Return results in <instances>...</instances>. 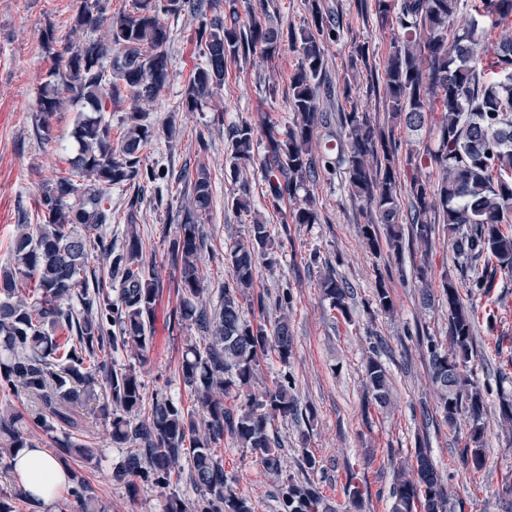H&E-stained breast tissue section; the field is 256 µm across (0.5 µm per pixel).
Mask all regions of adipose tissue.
Segmentation results:
<instances>
[{
    "mask_svg": "<svg viewBox=\"0 0 512 512\" xmlns=\"http://www.w3.org/2000/svg\"><path fill=\"white\" fill-rule=\"evenodd\" d=\"M11 466L22 491L45 510L64 498L67 473L45 449H21L12 459Z\"/></svg>",
    "mask_w": 512,
    "mask_h": 512,
    "instance_id": "adipose-tissue-1",
    "label": "adipose tissue"
}]
</instances>
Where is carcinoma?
<instances>
[{
  "mask_svg": "<svg viewBox=\"0 0 512 512\" xmlns=\"http://www.w3.org/2000/svg\"><path fill=\"white\" fill-rule=\"evenodd\" d=\"M466 0H374L377 23L396 28L384 66V97L391 126H405L413 135L435 133L436 148L420 153L414 142L403 143L380 128L368 112L351 104L338 112L341 134L336 148L314 154L315 130L328 125L321 108L325 47L344 39L339 14L322 12L319 0H307L311 23L284 33L273 0H258L260 12L240 20L237 0H131L114 12L112 0H77L73 30L106 26L100 39L70 42L59 53L38 92L37 130L51 133L49 118L69 108L77 112L71 137L76 144L72 164L75 182L60 177L40 190V223L18 225L13 266L0 268V393L24 394L35 404L25 412L0 414V462L21 448H31L25 428L34 424L51 434L54 455L69 471L67 507L72 512H100L94 492L69 461L98 458L85 443L89 433L83 411L99 401L98 389L109 393L99 406L111 428L112 446L129 452L113 467V478L139 477L160 489L177 483L187 464L198 494L192 512H253L249 497L236 491L224 474L214 448L228 436L250 449L280 487V512H331L313 481L282 477L279 442L271 435L276 420L299 415L295 380L284 371L272 386L252 391L260 360L273 354L286 366L294 350L288 318L293 295L281 289L270 323L253 324L245 310L269 316L266 297L254 293L259 266L279 262L269 225L259 218L249 239L224 253L231 279L224 282L219 305L201 306L210 294L200 268L202 221L210 211V176L203 167L192 178V197L185 207L167 254L178 273L179 317L197 326L199 340L186 344L179 366L193 404L156 395L144 419V384L136 365H118L114 356L130 353L144 360L152 341V320L161 288L153 266L143 259L137 225H127L125 248L115 251L105 237L112 223V188L155 184L169 171L147 165L141 151L157 140L160 130L143 107L169 80L172 34L162 17L186 13L197 22L202 63L190 74L182 100L194 112L224 84L227 61L259 52L268 59L282 53L284 43L299 55L290 77L289 108L293 121L280 128L243 121L230 129V174L237 178L255 162L254 143L265 137L259 164L265 195L273 207L322 176L345 174L348 191L364 203L368 221L360 227L365 249L381 248L400 256L406 246L426 252L442 212L457 258L469 264L460 284L447 274L439 288L448 301L445 348L420 328L407 330L426 348L436 408L446 424L468 419L466 463L479 472L486 387L474 377L477 350L473 343L476 311L473 300L497 286V275H512V232L503 229L512 213V39L494 42L479 31L483 18L497 25L512 21V0H473L469 17L448 37V22ZM503 78L484 83L487 70ZM122 112V144L112 148V124L106 112ZM441 120L427 127L428 115ZM419 169L428 164L436 181L413 178L403 203L396 166L400 157ZM295 224H316L318 212L305 197L291 213ZM102 257L104 273L89 270L90 257ZM423 303L432 300L429 266L417 268ZM34 283L25 296L19 281ZM118 282L112 295V282ZM320 287L331 310L351 320V286L326 268ZM466 289L461 294L460 289ZM374 302L380 312L393 310L384 279L376 281ZM364 410L392 404L390 375L377 351L370 350L363 371ZM232 395V407L224 398ZM415 476L398 478L392 491V512H445L448 502L428 449L415 451Z\"/></svg>",
  "mask_w": 512,
  "mask_h": 512,
  "instance_id": "cac0c4a2",
  "label": "carcinoma"
}]
</instances>
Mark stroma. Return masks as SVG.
Here are the masks:
<instances>
[{
    "mask_svg": "<svg viewBox=\"0 0 512 512\" xmlns=\"http://www.w3.org/2000/svg\"><path fill=\"white\" fill-rule=\"evenodd\" d=\"M76 0H0V266L12 259L14 238L20 223H36V200L45 182L70 175L75 153L69 134L74 113L64 111L52 119V133L42 138L35 126L38 88L56 60L43 46L45 29H54L59 43L103 37V30L73 31ZM323 10L339 13L345 37L325 50V78L334 93L329 112L357 102L370 112L381 128H388L383 64L393 39L392 29H380L372 13L361 10L360 0H320ZM172 32L170 79L150 105L156 126L176 123L173 140H158L145 159L173 172H195L206 167L212 184V203L203 225L206 248L201 268L212 290L223 288L231 277L224 262L228 244L249 237L253 215L270 226L280 263L257 271L255 289L274 297L279 288L293 294L289 312L294 335V356L288 367L295 379L299 404L312 408L313 421L287 419L275 422L273 432L283 444L284 475L301 478L302 448H309L320 462L313 475L325 499L336 512H390L392 488L399 466H411L418 442H425L449 494L448 512H512V427L498 419L499 398L512 394V380L500 377L512 368V277H504L491 293L476 299L478 315L475 346L482 357L474 368L487 387L485 466L480 472L466 467L458 431L448 428L436 409L429 380L428 356L406 328L420 327L439 342L448 340V304L441 295L423 303L416 269L428 263L434 275H459L445 225H437L429 254L420 248L405 249L402 257L388 252L373 254L362 244L359 229L366 217L359 201L352 199L343 175L319 180L310 193L319 212L316 224H293L292 201L272 207L263 197L261 175L247 168L243 181H235L225 169L231 155L229 129L247 120L269 119L286 124L293 118L288 107L289 77L298 54L284 50L279 58L265 61L260 55L227 65L224 85L217 95L196 111L185 112L180 103L189 73L200 61L196 24L187 15L166 17ZM370 48L366 67L351 72L352 48ZM275 77L278 93L266 97L260 85ZM351 96H344V86ZM248 190L251 214L234 209L232 199ZM129 187L112 190V224L106 234L115 249L124 245V226L136 222L143 241V258L155 265L162 288L155 309L152 342L140 365L146 398L166 392L187 397L179 376L186 342L198 339L191 322L177 321L174 311L176 274L168 259L167 243L182 220L180 207L191 191L181 182H162L144 188L136 211H129ZM334 268L354 290L351 321L335 317L322 298L319 276ZM385 279L394 303L393 314L375 311L371 299L376 280ZM494 313L487 323L486 313ZM388 345L381 359L394 387L392 407H363L361 380L364 361L375 338ZM98 460L81 463L101 512H163L165 498L157 487L138 481L136 491L112 479V467L123 456L113 447L110 429L97 422L90 436ZM224 472L233 487L253 502L254 512H278L277 485L250 449L224 441L216 448ZM360 488L361 505H354L350 491Z\"/></svg>",
    "mask_w": 512,
    "mask_h": 512,
    "instance_id": "1",
    "label": "stroma"
}]
</instances>
